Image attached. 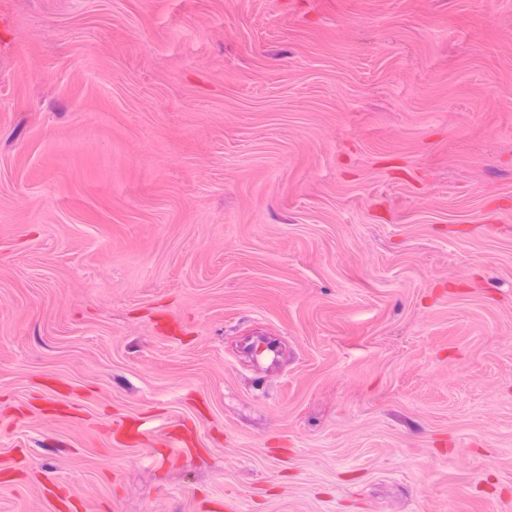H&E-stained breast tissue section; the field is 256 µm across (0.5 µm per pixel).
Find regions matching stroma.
I'll use <instances>...</instances> for the list:
<instances>
[{
	"mask_svg": "<svg viewBox=\"0 0 512 512\" xmlns=\"http://www.w3.org/2000/svg\"><path fill=\"white\" fill-rule=\"evenodd\" d=\"M0 512H512V0H0Z\"/></svg>",
	"mask_w": 512,
	"mask_h": 512,
	"instance_id": "1",
	"label": "stroma"
}]
</instances>
